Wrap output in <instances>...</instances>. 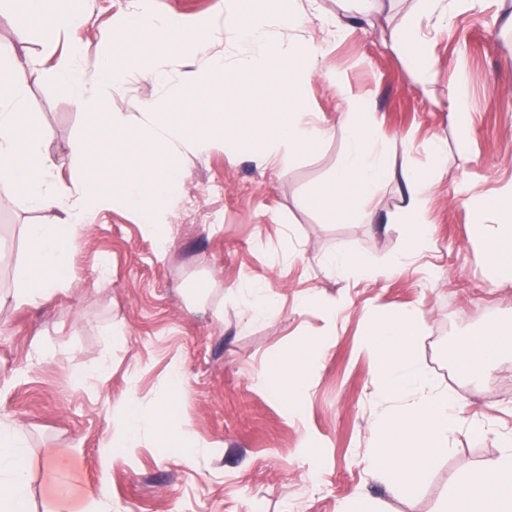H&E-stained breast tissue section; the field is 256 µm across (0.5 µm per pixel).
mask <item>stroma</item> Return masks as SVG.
<instances>
[{
    "label": "stroma",
    "instance_id": "obj_1",
    "mask_svg": "<svg viewBox=\"0 0 512 512\" xmlns=\"http://www.w3.org/2000/svg\"><path fill=\"white\" fill-rule=\"evenodd\" d=\"M135 0H88L79 30L45 42L18 41L0 27V40L20 53L55 64L71 43L101 52L98 34L119 27ZM319 16L303 33L325 52L326 75L312 78L308 107L333 128L324 143L288 167L261 166L249 151L222 149L191 157L182 200L169 217L172 242L157 256L137 216L116 202L100 211L74 248L72 277L39 306L0 309V420L15 423L29 444L32 512H77L89 489H106L114 512H339L362 500L366 512H439L454 479L499 451L498 434L512 433V358L484 374H463L465 335L489 319L512 324V283L492 287L487 257L473 239L467 195L500 191L512 182V28L503 17L512 0H487L481 11L456 15L431 32L427 84L407 54L389 46L390 32L418 8L389 0L365 30L336 39L323 18L352 14L354 0H318ZM340 75L355 96L369 99L381 138L408 143L413 162H429L439 137L448 166L435 177L428 217L431 245L377 280L333 277L322 263L329 250L350 259L388 261L405 246V227L392 223L394 186L372 200L378 221L332 216L311 197L326 189L345 148L337 130L340 100L331 84ZM286 74L242 77L256 126L267 109L287 106ZM466 95L468 119L450 118L456 91ZM31 121L47 133L46 149L69 178L75 140L98 128L50 80L32 84ZM19 192L0 190V243L14 254L0 268V287H13L30 260L22 227L38 223ZM107 270L109 281L97 276ZM268 288L269 317L244 315L243 288ZM311 304H302L304 296ZM343 307L329 316L325 302ZM418 308L426 317L417 356L436 383L456 395L464 413H479L495 435L478 439L466 429L416 491L392 495L366 471L376 440L370 425L375 400L372 359L365 347L371 318ZM122 335H111L112 326ZM334 333L325 354L308 363L312 384L298 415L285 400L257 387L261 364L296 348L312 349ZM110 358L108 374L93 384L77 373ZM179 366L186 391L179 415L200 449L186 462L160 434L147 435L134 454L103 461L112 432L113 401L135 393L147 409L161 405L168 377ZM54 458L57 467L44 466Z\"/></svg>",
    "mask_w": 512,
    "mask_h": 512
}]
</instances>
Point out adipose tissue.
Masks as SVG:
<instances>
[{
    "mask_svg": "<svg viewBox=\"0 0 512 512\" xmlns=\"http://www.w3.org/2000/svg\"><path fill=\"white\" fill-rule=\"evenodd\" d=\"M420 14L410 16L396 32L391 46L412 51L424 44L422 18L433 28L448 25L463 11L479 9L482 0H420ZM34 25L45 40L84 26L80 0H0V26ZM310 16L302 0H268L265 9L247 11L241 0H224L223 20L185 23L175 16H159L148 0L122 20L132 39L117 41L114 31L99 34L102 45L119 42L125 64L105 52L91 56L73 47L51 70L41 58L20 55L12 42L0 41V183L19 190L25 207L44 219L24 227L33 263L0 306L34 304L46 299L70 279L71 255L77 239L97 212L112 201H121L134 212L142 231L159 253L171 242L168 217L179 203V190L188 176L184 159L214 147L234 156L250 146L260 163L282 166L327 137L330 132L316 124L307 102V84L324 68L325 54L300 37ZM226 38L223 53L209 50L215 36ZM178 50L196 61L195 70L184 73L175 95L180 110L175 120L160 121L165 99L144 101L137 113L112 108V92L132 78L164 86L170 81L161 60L170 37ZM297 69L299 77L284 89L287 107L274 109L270 124L255 128L250 97L237 88V75H270ZM49 78L67 89L73 104L86 112L102 134L78 139L70 161L69 181H62L45 150L46 134L33 125L27 112L32 82ZM343 107L339 124L345 149L328 189L314 195L312 203L324 211H340L373 219L370 201L378 190L396 186L399 205L393 223L406 227V247L396 259L404 264L409 255L428 247V195L432 174L413 164H397L388 144L381 141L375 124L365 122L368 100L352 95L342 79L332 81ZM148 142L155 157L144 163L134 159L132 143ZM480 239L490 248L489 280L512 281V183L494 195L469 200ZM468 359L460 365L490 368L512 351V326L489 322L465 341ZM307 350L262 365L254 379L273 388L288 400L289 410L300 407L309 383L304 370ZM165 421V436L184 458H192V441L170 405L160 415L142 409L133 397L113 405L110 447L134 449L141 434L156 417ZM32 497L27 441L18 428L0 421V512H27ZM447 512H512V434L504 436L499 455L485 460L458 484Z\"/></svg>",
    "mask_w": 512,
    "mask_h": 512,
    "instance_id": "1",
    "label": "adipose tissue"
}]
</instances>
